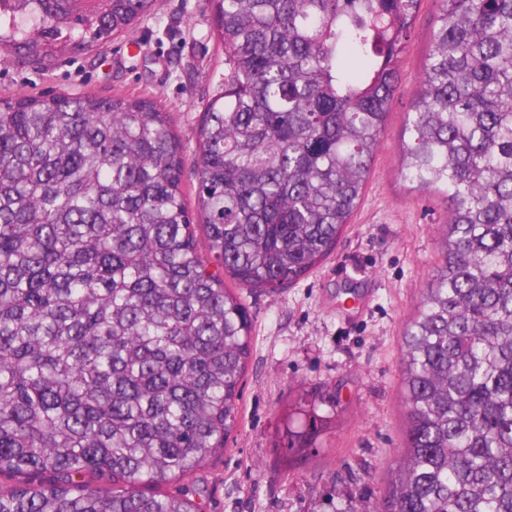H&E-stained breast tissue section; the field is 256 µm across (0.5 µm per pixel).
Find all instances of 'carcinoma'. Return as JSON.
<instances>
[{
  "instance_id": "cac0c4a2",
  "label": "carcinoma",
  "mask_w": 512,
  "mask_h": 512,
  "mask_svg": "<svg viewBox=\"0 0 512 512\" xmlns=\"http://www.w3.org/2000/svg\"><path fill=\"white\" fill-rule=\"evenodd\" d=\"M224 88L200 123L202 254L170 114L0 99V512H198L149 488L224 452L253 324L361 200L421 0H215ZM400 174L450 203L400 350L403 446L378 512H512V0H437ZM153 0H0V52L100 49ZM231 280L241 288L226 286ZM300 395L294 459L333 424Z\"/></svg>"
}]
</instances>
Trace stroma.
<instances>
[{
  "label": "stroma",
  "instance_id": "stroma-1",
  "mask_svg": "<svg viewBox=\"0 0 512 512\" xmlns=\"http://www.w3.org/2000/svg\"><path fill=\"white\" fill-rule=\"evenodd\" d=\"M214 0H154L149 14L102 49H57L44 62L0 61V99L20 94L148 97L169 112L183 148L184 191L195 206L194 163L209 100L224 82V47ZM435 0H422L401 56L403 81L359 206L334 252L313 272L269 296L246 298L254 324L237 432L224 453L186 482L202 512H375L402 442L399 350L403 326L439 262L448 200L420 192L400 175L404 119L418 90L437 28ZM367 309L346 321L358 289ZM336 402L325 447L297 464L274 443L299 388Z\"/></svg>",
  "mask_w": 512,
  "mask_h": 512
}]
</instances>
